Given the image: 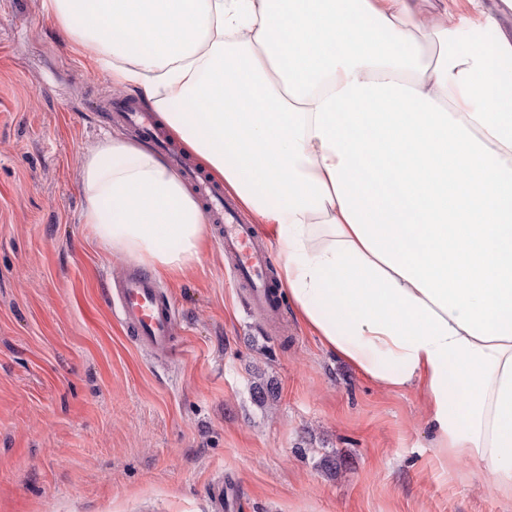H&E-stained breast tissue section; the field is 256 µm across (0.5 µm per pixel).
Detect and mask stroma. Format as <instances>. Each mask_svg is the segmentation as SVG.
Segmentation results:
<instances>
[{
	"mask_svg": "<svg viewBox=\"0 0 512 512\" xmlns=\"http://www.w3.org/2000/svg\"><path fill=\"white\" fill-rule=\"evenodd\" d=\"M123 95L40 0H0V512H512L480 466L441 462L418 390L366 379L289 302L276 325L250 311L216 241L159 278L170 358L122 333L107 291L136 263L83 224L79 159L135 139Z\"/></svg>",
	"mask_w": 512,
	"mask_h": 512,
	"instance_id": "35a3bbf8",
	"label": "stroma"
}]
</instances>
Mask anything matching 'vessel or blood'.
I'll return each instance as SVG.
<instances>
[{
    "label": "vessel or blood",
    "instance_id": "1",
    "mask_svg": "<svg viewBox=\"0 0 512 512\" xmlns=\"http://www.w3.org/2000/svg\"><path fill=\"white\" fill-rule=\"evenodd\" d=\"M126 122L143 133L165 140L153 115L132 101L119 105ZM209 210L220 226L219 242L230 256L229 272L245 287L252 304L269 315L278 311L279 290L274 282L265 245L239 213L225 206L221 193L201 183ZM112 308L123 333L142 351L159 358L172 352L180 322L170 298L149 273L133 270L114 280L109 290Z\"/></svg>",
    "mask_w": 512,
    "mask_h": 512
}]
</instances>
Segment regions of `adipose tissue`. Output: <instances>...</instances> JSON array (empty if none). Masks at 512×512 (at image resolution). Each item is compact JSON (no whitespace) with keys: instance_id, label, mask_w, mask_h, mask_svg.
I'll return each instance as SVG.
<instances>
[{"instance_id":"ef3b65f1","label":"adipose tissue","mask_w":512,"mask_h":512,"mask_svg":"<svg viewBox=\"0 0 512 512\" xmlns=\"http://www.w3.org/2000/svg\"><path fill=\"white\" fill-rule=\"evenodd\" d=\"M277 244L323 347L418 389L449 464L512 498V38L482 0H41ZM83 222L159 274L210 217L149 148L79 161Z\"/></svg>"}]
</instances>
